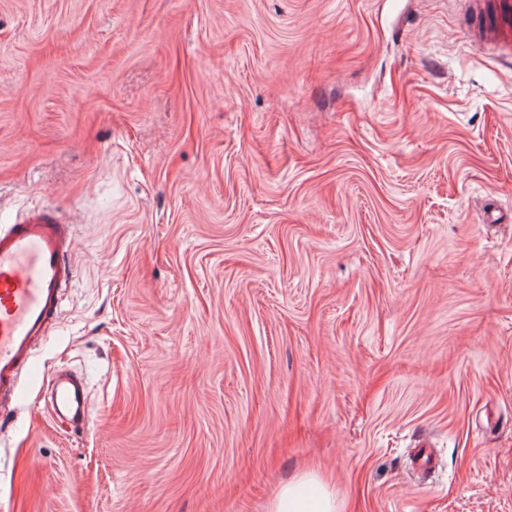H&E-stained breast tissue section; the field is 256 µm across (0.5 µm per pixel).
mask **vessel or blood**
Returning <instances> with one entry per match:
<instances>
[{
  "label": "vessel or blood",
  "mask_w": 512,
  "mask_h": 512,
  "mask_svg": "<svg viewBox=\"0 0 512 512\" xmlns=\"http://www.w3.org/2000/svg\"><path fill=\"white\" fill-rule=\"evenodd\" d=\"M487 40L512 52V0H497ZM72 224L52 208L17 215L0 227V410L15 403L22 373L32 371L36 346L57 318L75 278ZM53 416L85 428L91 406L82 384L58 377L47 396Z\"/></svg>",
  "instance_id": "obj_1"
}]
</instances>
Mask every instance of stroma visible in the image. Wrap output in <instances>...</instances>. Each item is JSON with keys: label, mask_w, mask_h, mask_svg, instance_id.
<instances>
[{"label": "stroma", "mask_w": 512, "mask_h": 512, "mask_svg": "<svg viewBox=\"0 0 512 512\" xmlns=\"http://www.w3.org/2000/svg\"><path fill=\"white\" fill-rule=\"evenodd\" d=\"M475 9L0 0V225L73 216L77 270L0 512H269L307 471L342 512H512V62ZM53 416L66 419L75 429H84L91 417V406L82 384L68 377H58L47 396Z\"/></svg>", "instance_id": "1"}]
</instances>
